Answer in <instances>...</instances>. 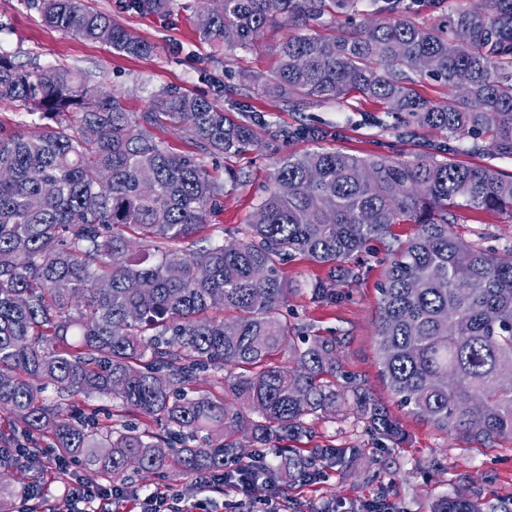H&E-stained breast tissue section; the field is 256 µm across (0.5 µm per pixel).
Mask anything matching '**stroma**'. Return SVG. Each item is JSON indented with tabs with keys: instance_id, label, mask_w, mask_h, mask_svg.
I'll use <instances>...</instances> for the list:
<instances>
[{
	"instance_id": "stroma-1",
	"label": "stroma",
	"mask_w": 512,
	"mask_h": 512,
	"mask_svg": "<svg viewBox=\"0 0 512 512\" xmlns=\"http://www.w3.org/2000/svg\"><path fill=\"white\" fill-rule=\"evenodd\" d=\"M86 2L152 44L153 53L144 57L120 54L107 43L82 40L52 28L42 19L40 0H0V50L26 70L69 67L99 91L120 94L132 112L144 111L159 89L174 88L205 96L242 122L262 116L278 130L275 139L259 131L260 147L244 154L215 157L196 147L177 125L152 128L156 141L193 156L223 185L220 204L208 218V233L215 239H242L244 225L271 185L281 153L323 148L405 159L445 142L444 135L434 130H408L394 114L356 94L338 102L296 96L284 102L257 88L242 90L244 76H265L275 69L287 27L269 28L254 46L228 56L221 46L200 43L194 26L200 0H174L172 11L162 16L132 9L129 0ZM311 127L318 129V138L308 136ZM455 230L498 255L512 254V223L504 217L464 210ZM415 231L412 224L396 225L386 241L372 243L367 252L346 259L345 267L356 274L352 281L331 279L328 266L302 254L283 265L292 289L284 307L289 323L310 335L340 339L345 370L389 406L394 398L379 374L374 350L377 288L390 259L389 246L407 242ZM321 282L332 284L335 300L311 301V289ZM71 403L75 413L97 418L103 425L119 415L150 431L161 429L160 424L122 413L116 399L78 395ZM396 417L408 435L407 445L401 448L351 418L312 420V435L301 440V447L310 451L341 448L357 464L334 463L323 469L319 480L285 490L279 498L283 512H367L372 506L381 507L382 512H427L429 496L466 487L493 506L512 501V441L474 448L404 412H397Z\"/></svg>"
}]
</instances>
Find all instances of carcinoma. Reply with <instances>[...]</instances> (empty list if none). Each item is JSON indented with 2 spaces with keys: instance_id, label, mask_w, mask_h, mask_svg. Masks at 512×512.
Masks as SVG:
<instances>
[{
  "instance_id": "obj_1",
  "label": "carcinoma",
  "mask_w": 512,
  "mask_h": 512,
  "mask_svg": "<svg viewBox=\"0 0 512 512\" xmlns=\"http://www.w3.org/2000/svg\"><path fill=\"white\" fill-rule=\"evenodd\" d=\"M153 13L172 0H131ZM403 0L385 17L322 36L325 0H223L197 15L200 42L227 55L272 24L291 32L276 69L250 76L270 96L340 101L356 93L409 122L512 159V0H472L423 24ZM43 20L131 56L150 44L84 0H43ZM447 90L422 97L412 75ZM0 102L19 103L38 133L0 136V410L24 432L115 486L130 467L221 472L244 457L241 436L277 450L249 478L282 488L318 456L290 445L311 435L309 418L351 416L395 446L398 420L343 370L340 340L296 335L282 318L290 288L284 257L337 263L413 224L391 248L378 288L376 355L400 408L455 438L491 448L512 440V261L454 231L458 211L512 220V174L494 166L407 160L314 149L283 155L246 239L212 242L205 231L223 187L150 128L167 118L197 147L238 155L257 143L253 125L207 98L161 89L149 109L98 91L64 66L24 70L0 52ZM75 112L77 125L59 117ZM107 170L111 179L99 181ZM206 245H201V242ZM222 374L224 397L198 389ZM58 399L43 395L46 385ZM112 397L169 431L198 439L176 448L135 426L104 428L73 417L65 396ZM28 485L0 483V510ZM429 512H485L466 489L431 499Z\"/></svg>"
}]
</instances>
